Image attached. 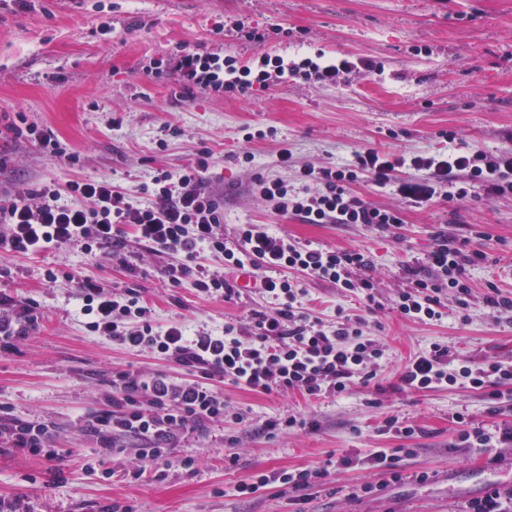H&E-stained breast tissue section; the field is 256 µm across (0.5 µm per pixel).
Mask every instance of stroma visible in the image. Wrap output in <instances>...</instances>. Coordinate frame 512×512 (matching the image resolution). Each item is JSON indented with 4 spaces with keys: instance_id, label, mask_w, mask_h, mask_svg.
<instances>
[{
    "instance_id": "obj_1",
    "label": "stroma",
    "mask_w": 512,
    "mask_h": 512,
    "mask_svg": "<svg viewBox=\"0 0 512 512\" xmlns=\"http://www.w3.org/2000/svg\"><path fill=\"white\" fill-rule=\"evenodd\" d=\"M264 33L246 40L235 22ZM234 57L257 66L261 56L291 61L307 52L357 61L375 71L353 70L339 83L319 87L273 82L248 95L182 94L173 80L145 74L181 46ZM67 144L77 162L48 157L31 138L5 129L15 113ZM274 130L247 142L244 132ZM454 141H446L447 133ZM287 143L296 166L322 167L374 148L395 155L455 148L490 154L512 151V0H0V197L45 182L107 178L133 189L157 170L175 172L200 152L211 155L205 186L224 207V237L236 224H270L302 243L362 249L366 271L383 303L369 310L333 283L306 277L307 308L334 325L338 314L360 318L385 349L377 377L340 398L306 401L296 394H261L231 384L220 393L247 420L235 430L238 464L224 467V435L217 421L188 434L172 458L193 457V468L164 478L134 479L136 444L100 455L84 422L104 409L112 373L135 367L183 377L180 367L151 352L113 345L86 326L80 285L90 278L112 292L137 289L155 308L159 323L187 330L219 329L270 310L258 294L229 301L199 298L190 285L172 286L163 275L166 255L128 241L121 256L111 250L88 258L70 248L31 256L0 252V292L38 304L42 318L29 335L0 354V405L20 418L51 422L55 460L0 453V499L19 512H106L112 503L135 512H467L490 488L512 489V447L474 448L457 438L452 414L496 433L512 411L493 414L482 394L466 387L399 390L410 357L439 342L477 362H512V319L486 302L492 291L512 297V195H445L417 204L394 189L357 190L373 204L399 210V226L378 230L361 224H305L282 218L255 192V173L285 177L275 151ZM253 163H245L244 152ZM469 238L486 255L469 272L472 297L467 320L454 305L446 319L414 322L391 304L408 277L403 264L423 258L438 233ZM58 279L46 281V270ZM300 415L315 429L259 434L275 415ZM399 416L413 437L380 434L379 424ZM374 448H410V470L432 472L430 481L387 487L375 496L359 486L378 475L363 460ZM350 457V466L339 463ZM328 468L324 485L306 491L270 486L252 495L234 487L271 471ZM62 471L64 483L53 481Z\"/></svg>"
}]
</instances>
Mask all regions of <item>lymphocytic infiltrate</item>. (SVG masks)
Here are the masks:
<instances>
[{
  "instance_id": "1",
  "label": "lymphocytic infiltrate",
  "mask_w": 512,
  "mask_h": 512,
  "mask_svg": "<svg viewBox=\"0 0 512 512\" xmlns=\"http://www.w3.org/2000/svg\"><path fill=\"white\" fill-rule=\"evenodd\" d=\"M259 65L255 72L236 67L234 59L185 47L168 62L166 71L189 93L244 95L254 87H267L274 78L332 85L353 68L347 60L317 62L309 57L289 63L265 57ZM208 168L209 155L204 152L178 172L157 171L133 192L104 178L80 179L63 189L49 182L0 200V248L16 256L50 246L76 247L87 255L107 247L117 255L130 236L147 252L172 256L163 269L172 285L190 281L207 299L236 296L233 277L245 267L270 271L261 279L260 290L274 300V312L255 311L248 324L228 322L219 332L202 329L191 334L179 324H157L153 306L136 290L114 293L92 280L82 282L81 312L88 316L91 332L132 352L161 355L187 373L178 379L132 369L116 372L106 409L86 425L105 454L119 440L138 442V479L161 478L171 467L169 449L186 430L223 419L226 407L220 384L262 394L289 391L309 399L336 398L354 385H369L385 356L380 343L359 323L342 317L328 326L303 307L307 290L300 278L308 275L336 284L368 309L381 308L373 281L363 274L369 264L366 251L314 247L288 239L267 224L237 225L234 244H227L224 213L203 187ZM405 168L421 173L422 182L402 181ZM362 182L378 188L397 186L417 203L430 200L439 184L447 186L452 199L478 193L512 195V152L395 156L365 148L346 162L297 168L291 181L257 176L255 190L275 214L307 224H363L382 230L401 224L398 210L378 207L356 192ZM208 255L221 259L223 273L203 264ZM484 258L469 240L440 235L423 261L406 262L411 286L397 295L395 309L411 320L438 321L443 317L442 298L448 294L458 313H466L472 294L468 272ZM422 266L429 270L423 278L418 275ZM38 320L35 304L20 305L0 293V352L12 349ZM458 385L481 392L491 404L502 403L512 399V365L478 363L435 342L410 358L399 374L403 390ZM52 435L49 424L0 414V439L7 440L12 451L55 459ZM405 454L402 448L374 449L366 462L381 479L362 485V493L375 495L406 480L427 482L428 472L407 475L399 468ZM327 475V470L309 468L260 473L237 484L235 491L252 495L273 484L306 490L320 485Z\"/></svg>"
}]
</instances>
